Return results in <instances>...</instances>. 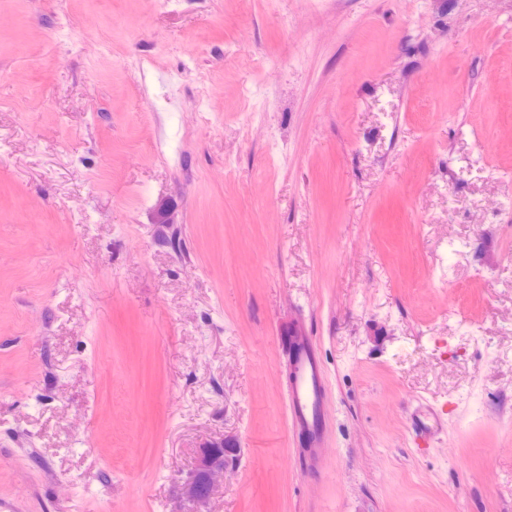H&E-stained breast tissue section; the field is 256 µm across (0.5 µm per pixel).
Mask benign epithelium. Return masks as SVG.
Segmentation results:
<instances>
[{
  "label": "benign epithelium",
  "instance_id": "1",
  "mask_svg": "<svg viewBox=\"0 0 512 512\" xmlns=\"http://www.w3.org/2000/svg\"><path fill=\"white\" fill-rule=\"evenodd\" d=\"M237 452L227 440L200 451L192 471L179 484L181 502L191 505V512H209L213 490L224 478V472L235 466L237 458L233 454Z\"/></svg>",
  "mask_w": 512,
  "mask_h": 512
}]
</instances>
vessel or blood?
Returning <instances> with one entry per match:
<instances>
[{
	"instance_id": "1",
	"label": "vessel or blood",
	"mask_w": 512,
	"mask_h": 512,
	"mask_svg": "<svg viewBox=\"0 0 512 512\" xmlns=\"http://www.w3.org/2000/svg\"><path fill=\"white\" fill-rule=\"evenodd\" d=\"M294 371L288 388V420L303 450L309 468H317L328 430L325 404V376L312 336L303 326L288 328L279 337ZM417 447H430L440 431V419L429 408H417L410 417Z\"/></svg>"
}]
</instances>
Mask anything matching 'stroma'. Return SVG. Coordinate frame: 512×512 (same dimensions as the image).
Masks as SVG:
<instances>
[{
	"mask_svg": "<svg viewBox=\"0 0 512 512\" xmlns=\"http://www.w3.org/2000/svg\"><path fill=\"white\" fill-rule=\"evenodd\" d=\"M227 438L210 512H512V0H0V512ZM294 378L288 388V420L303 450L305 464L317 471L318 459L328 430L325 404V376L310 336L301 325L279 336ZM413 440L417 448H428L440 431V419L430 408L419 407L410 417Z\"/></svg>",
	"mask_w": 512,
	"mask_h": 512,
	"instance_id": "obj_1",
	"label": "stroma"
}]
</instances>
